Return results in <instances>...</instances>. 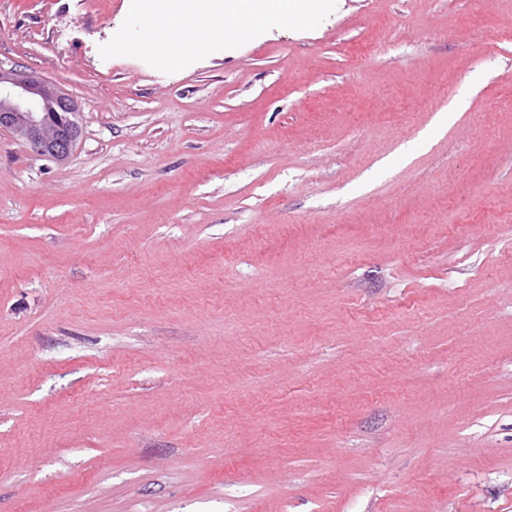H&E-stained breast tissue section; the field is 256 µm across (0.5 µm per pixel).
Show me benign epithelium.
<instances>
[{
  "instance_id": "7a95c632",
  "label": "benign epithelium",
  "mask_w": 512,
  "mask_h": 512,
  "mask_svg": "<svg viewBox=\"0 0 512 512\" xmlns=\"http://www.w3.org/2000/svg\"><path fill=\"white\" fill-rule=\"evenodd\" d=\"M0 128L15 133L32 150L66 160L80 137L74 101L55 86L0 66Z\"/></svg>"
}]
</instances>
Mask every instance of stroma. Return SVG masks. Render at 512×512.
<instances>
[{"instance_id": "35a3bbf8", "label": "stroma", "mask_w": 512, "mask_h": 512, "mask_svg": "<svg viewBox=\"0 0 512 512\" xmlns=\"http://www.w3.org/2000/svg\"><path fill=\"white\" fill-rule=\"evenodd\" d=\"M130 3L0 0L81 126L0 129V512H512V0L172 74Z\"/></svg>"}]
</instances>
